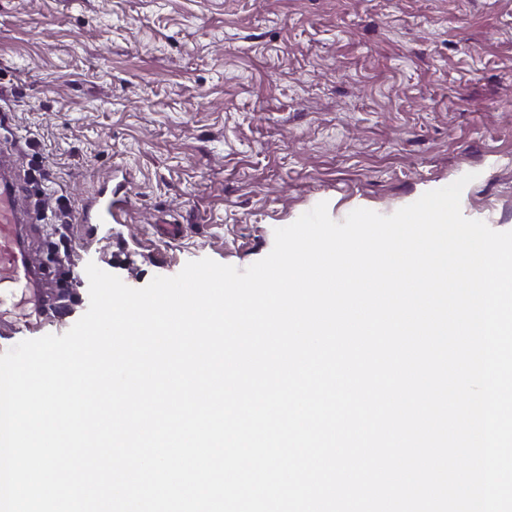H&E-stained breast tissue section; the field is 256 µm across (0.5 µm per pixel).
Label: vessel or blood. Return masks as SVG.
<instances>
[{"label":"vessel or blood","instance_id":"b4317fda","mask_svg":"<svg viewBox=\"0 0 512 512\" xmlns=\"http://www.w3.org/2000/svg\"><path fill=\"white\" fill-rule=\"evenodd\" d=\"M86 224L112 221V191L104 189L93 207L82 218ZM39 279L20 245L19 209L16 195L0 188V316L20 305L28 290L37 288Z\"/></svg>","mask_w":512,"mask_h":512}]
</instances>
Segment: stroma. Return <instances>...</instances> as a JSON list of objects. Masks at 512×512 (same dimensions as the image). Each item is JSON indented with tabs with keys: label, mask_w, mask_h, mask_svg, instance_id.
Masks as SVG:
<instances>
[{
	"label": "stroma",
	"mask_w": 512,
	"mask_h": 512,
	"mask_svg": "<svg viewBox=\"0 0 512 512\" xmlns=\"http://www.w3.org/2000/svg\"><path fill=\"white\" fill-rule=\"evenodd\" d=\"M0 114L54 303L0 354L73 326L88 263L242 270L322 201L389 215L470 173L463 215L512 231V0H0ZM106 186L117 220L81 223Z\"/></svg>",
	"instance_id": "35a3bbf8"
}]
</instances>
